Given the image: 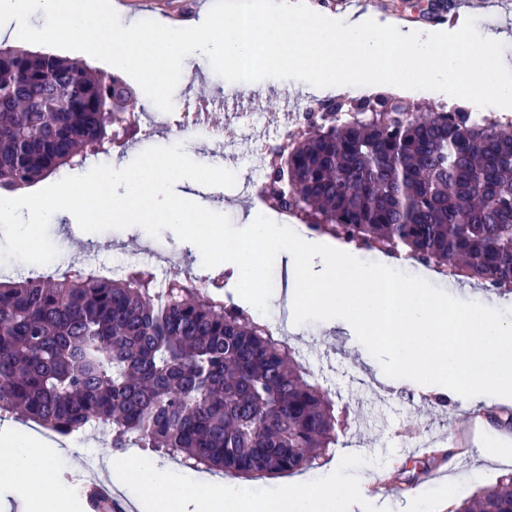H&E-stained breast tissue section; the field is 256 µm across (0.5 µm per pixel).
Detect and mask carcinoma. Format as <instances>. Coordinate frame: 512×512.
<instances>
[{"label":"carcinoma","mask_w":512,"mask_h":512,"mask_svg":"<svg viewBox=\"0 0 512 512\" xmlns=\"http://www.w3.org/2000/svg\"><path fill=\"white\" fill-rule=\"evenodd\" d=\"M117 95L136 103L122 79L0 45V189L78 168L137 133L135 112H107ZM394 101L320 103L302 138L270 147L265 193L315 234L512 293V120L459 108L450 119L443 106L406 115ZM162 290L145 265L118 278L72 264L0 279V415L61 435L101 425L115 453L153 448L246 480L319 465L348 407L248 310L191 276ZM454 512H512V475Z\"/></svg>","instance_id":"carcinoma-1"}]
</instances>
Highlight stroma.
<instances>
[{
    "label": "stroma",
    "instance_id": "stroma-1",
    "mask_svg": "<svg viewBox=\"0 0 512 512\" xmlns=\"http://www.w3.org/2000/svg\"><path fill=\"white\" fill-rule=\"evenodd\" d=\"M371 10L380 19L413 27L453 29L461 27L467 18L466 13L451 7L441 14L432 13L429 0H374ZM200 11L196 0H157L156 6L151 8L133 5L122 8L124 16L141 20L163 18L179 27L191 25L198 19ZM262 85L267 98L261 128L271 136L286 124L283 90L305 93L306 105L310 108L321 101L320 96L311 93L308 84L301 81L270 78L263 80ZM229 87V82L215 74L204 55L193 54L174 93L175 110L164 114V123L156 127L153 136L148 138L140 133L121 138L113 144L110 154L89 159V166L99 163L125 166L149 147L173 145L171 131L180 111L202 107L217 111V97ZM224 143L229 155L227 163L237 175L236 184L231 188L206 187L200 190L199 196L206 208L226 214L239 227L243 224L241 212L248 199L243 185L250 170L238 155L241 148L238 118L225 122ZM48 234L54 245L64 252V261L68 264L84 265L94 259L111 266H122L131 258L147 257L162 282L176 275L190 274L207 283L222 274L220 268L204 267L197 247L179 240L169 230L157 238L139 227L86 233L78 238L72 232L69 219L54 216L50 219ZM282 333L284 339L315 366L336 404L348 406L350 410L346 434L340 435L329 455L318 467L305 471L304 476L313 481L328 478L332 467L338 466L342 451L352 449L346 472L350 481L360 483L364 490L352 499L351 512H449L445 498L447 482L420 479L426 458L405 452L413 442L410 424L415 420L421 422L433 447L454 449L451 474L470 469L474 447L484 448L489 455V462L479 472L474 485L465 487V494H472L475 486L496 482L512 473V432L503 434L491 430L492 415L512 413V401L504 403L486 396L474 405V412L483 416L484 431L473 436L456 426V419L461 414L459 407L443 412L432 404L429 394L411 380L392 385L374 357H359L355 350L356 337L343 331L327 330L320 322L296 327L286 325ZM383 478L392 484V493L386 497L371 494V487Z\"/></svg>",
    "mask_w": 512,
    "mask_h": 512
}]
</instances>
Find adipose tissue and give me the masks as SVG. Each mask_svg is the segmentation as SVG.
<instances>
[{"label":"adipose tissue","mask_w":512,"mask_h":512,"mask_svg":"<svg viewBox=\"0 0 512 512\" xmlns=\"http://www.w3.org/2000/svg\"><path fill=\"white\" fill-rule=\"evenodd\" d=\"M74 446L50 451L46 439L19 427L0 436V485L16 491L25 512H68L69 502L52 456L73 458ZM119 491L131 493L138 512H348L352 484L342 478L330 482L297 480L284 486L271 503L229 493L222 480L209 476L180 478L171 467L158 465L131 451L109 468Z\"/></svg>","instance_id":"ef3b65f1"}]
</instances>
